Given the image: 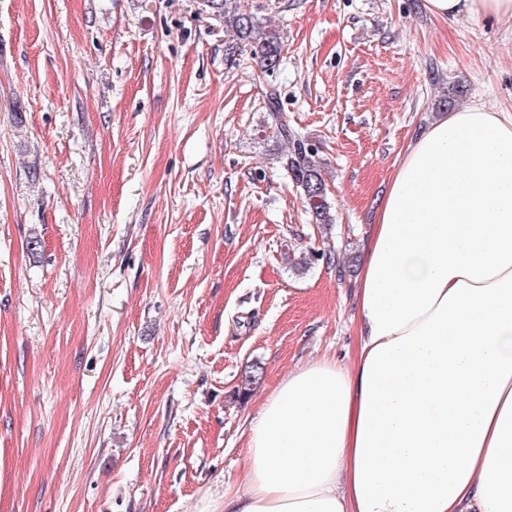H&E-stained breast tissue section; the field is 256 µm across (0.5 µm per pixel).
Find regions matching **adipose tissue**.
Segmentation results:
<instances>
[{"label":"adipose tissue","instance_id":"ef3b65f1","mask_svg":"<svg viewBox=\"0 0 512 512\" xmlns=\"http://www.w3.org/2000/svg\"><path fill=\"white\" fill-rule=\"evenodd\" d=\"M512 19V0H424ZM357 350L283 379L224 512H512V113L423 126L378 206Z\"/></svg>","mask_w":512,"mask_h":512}]
</instances>
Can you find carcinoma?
Here are the masks:
<instances>
[{
  "label": "carcinoma",
  "mask_w": 512,
  "mask_h": 512,
  "mask_svg": "<svg viewBox=\"0 0 512 512\" xmlns=\"http://www.w3.org/2000/svg\"><path fill=\"white\" fill-rule=\"evenodd\" d=\"M198 11L233 32L232 43L225 49L227 56L233 58L247 51L256 60L259 71L265 74L273 72L278 66L282 44L280 33L272 28L265 29L257 17L243 9L239 0H198ZM265 108L276 135L292 138L288 124L282 119L280 93L273 86L265 92ZM282 165L303 192L315 222L333 223L327 202L328 184L321 162L315 159L313 148L302 140H295L292 150L282 157Z\"/></svg>",
  "instance_id": "1"
}]
</instances>
